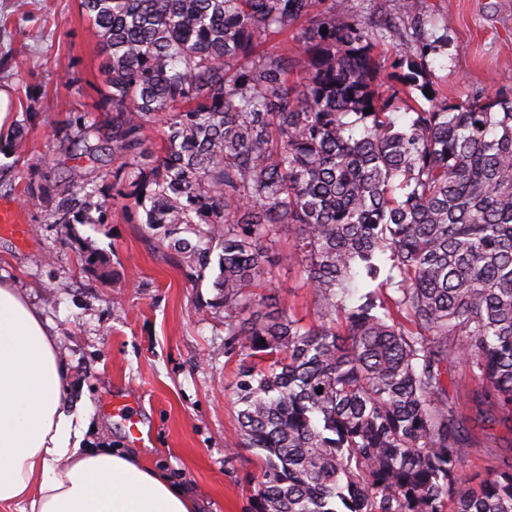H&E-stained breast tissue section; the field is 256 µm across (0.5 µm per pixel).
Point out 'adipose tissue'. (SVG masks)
<instances>
[{
  "label": "adipose tissue",
  "instance_id": "ef3b65f1",
  "mask_svg": "<svg viewBox=\"0 0 512 512\" xmlns=\"http://www.w3.org/2000/svg\"><path fill=\"white\" fill-rule=\"evenodd\" d=\"M68 390L49 322L0 281V512H196L132 453L85 447L91 421Z\"/></svg>",
  "mask_w": 512,
  "mask_h": 512
}]
</instances>
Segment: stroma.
Listing matches in <instances>:
<instances>
[{
  "label": "stroma",
  "instance_id": "obj_1",
  "mask_svg": "<svg viewBox=\"0 0 512 512\" xmlns=\"http://www.w3.org/2000/svg\"><path fill=\"white\" fill-rule=\"evenodd\" d=\"M447 46L432 66L449 103L512 96V0H422ZM100 37L78 0H0V90L7 93L20 143L0 151V202L29 225L25 247L0 237V279L25 290L57 332L71 377L70 404L90 414L94 447L138 454L183 485L199 512H257L254 453L229 451L237 426L235 361L224 349V310L213 286L216 267L197 273L112 187L113 162L98 164L108 201L101 224L52 223L54 164L79 170L87 158L59 147L79 116H97L103 87ZM95 264H86L88 255ZM262 306L314 322L317 310L301 268L281 251ZM466 425L465 473L512 460V427L475 414L481 382L455 369ZM135 406L141 438L111 413Z\"/></svg>",
  "mask_w": 512,
  "mask_h": 512
}]
</instances>
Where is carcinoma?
<instances>
[{"label": "carcinoma", "instance_id": "carcinoma-1", "mask_svg": "<svg viewBox=\"0 0 512 512\" xmlns=\"http://www.w3.org/2000/svg\"><path fill=\"white\" fill-rule=\"evenodd\" d=\"M80 7L100 37L105 119L79 117L62 150L120 160L142 223L199 273L220 250L213 287L239 358L227 447L260 457L258 512H512V462L463 474L448 393L463 363L512 423V97L448 104L420 0L403 3L395 86L381 78L389 29L352 22L353 0ZM427 88L426 108L412 90ZM55 187L54 224L105 210L74 169ZM286 230L310 324L256 309ZM382 257L385 280L345 306Z\"/></svg>", "mask_w": 512, "mask_h": 512}]
</instances>
